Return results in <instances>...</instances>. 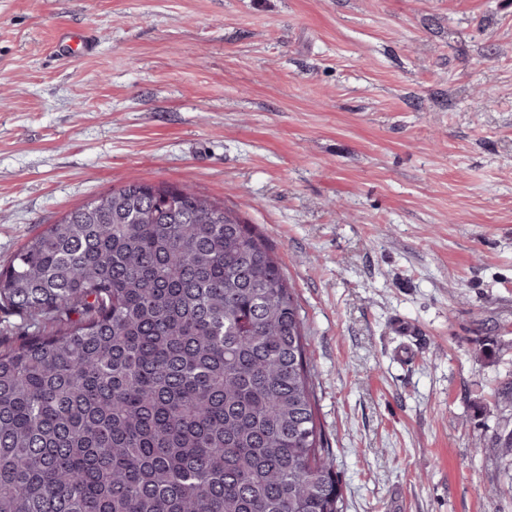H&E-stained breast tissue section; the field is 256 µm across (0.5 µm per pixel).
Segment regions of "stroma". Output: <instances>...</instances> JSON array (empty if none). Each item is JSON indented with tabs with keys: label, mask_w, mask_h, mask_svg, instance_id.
<instances>
[{
	"label": "stroma",
	"mask_w": 512,
	"mask_h": 512,
	"mask_svg": "<svg viewBox=\"0 0 512 512\" xmlns=\"http://www.w3.org/2000/svg\"><path fill=\"white\" fill-rule=\"evenodd\" d=\"M1 98L0 266L193 186L295 288L344 512H512V0H0ZM77 46H80L79 53L85 55L94 49V41L89 34L66 31L58 38L53 51L58 58H70Z\"/></svg>",
	"instance_id": "35a3bbf8"
}]
</instances>
